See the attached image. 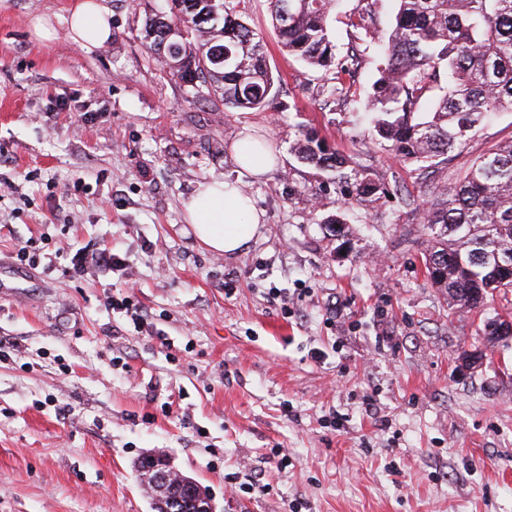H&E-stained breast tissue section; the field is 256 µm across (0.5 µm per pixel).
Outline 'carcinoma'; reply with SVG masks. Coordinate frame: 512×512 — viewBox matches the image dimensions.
<instances>
[{"label": "carcinoma", "mask_w": 512, "mask_h": 512, "mask_svg": "<svg viewBox=\"0 0 512 512\" xmlns=\"http://www.w3.org/2000/svg\"><path fill=\"white\" fill-rule=\"evenodd\" d=\"M244 0H172L145 21L146 47L194 91L211 88L240 112L271 106L275 76L263 43L244 20ZM349 16L354 40L337 57L334 14L338 0H269L282 49L314 70L332 71L322 86L323 105H343L356 83L363 53L379 25L377 0ZM387 44L365 99L372 125L369 144L383 146L432 175L428 192L380 181L342 155L317 132L299 128L291 148L296 160L317 170L312 201L336 192L340 211L321 220L331 236L351 241L344 210H373L395 196L426 210L425 272L448 306L470 311L490 295L512 290V139L478 157L453 182L438 176L448 155L462 152L490 114L512 109V0H395ZM512 322L489 318L484 335L493 342Z\"/></svg>", "instance_id": "cac0c4a2"}]
</instances>
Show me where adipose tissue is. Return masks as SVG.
<instances>
[{"mask_svg":"<svg viewBox=\"0 0 512 512\" xmlns=\"http://www.w3.org/2000/svg\"><path fill=\"white\" fill-rule=\"evenodd\" d=\"M68 26L71 40L83 47H98L112 38L111 16L100 0H76ZM185 212L196 239L215 253H240L259 232L251 200L231 182L201 184Z\"/></svg>","mask_w":512,"mask_h":512,"instance_id":"ef3b65f1","label":"adipose tissue"}]
</instances>
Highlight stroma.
I'll use <instances>...</instances> for the list:
<instances>
[{
	"label": "stroma",
	"mask_w": 512,
	"mask_h": 512,
	"mask_svg": "<svg viewBox=\"0 0 512 512\" xmlns=\"http://www.w3.org/2000/svg\"><path fill=\"white\" fill-rule=\"evenodd\" d=\"M112 38L67 35L74 0H0V512H153L138 461L171 458L215 512H512V339L489 344L486 313L512 320V292L458 312L422 264L424 216L387 199L349 212L357 256L320 225L318 176L291 147L298 125L386 182L411 179L365 150L359 102L315 103L327 79L281 51L268 0L244 16L278 74L272 108L236 112L194 95L144 45L160 0H101ZM50 17L53 40L34 33ZM276 158L261 178L232 152L244 134ZM512 138L497 113L448 162L456 178ZM231 180L260 230L240 255L200 245L184 204ZM71 244L114 248L127 271L67 275ZM53 255L19 262L20 247ZM135 281L148 331L105 308ZM484 363L462 367L465 350ZM281 447L287 467L271 455ZM270 484L229 494V480Z\"/></svg>",
	"instance_id": "obj_1"
}]
</instances>
